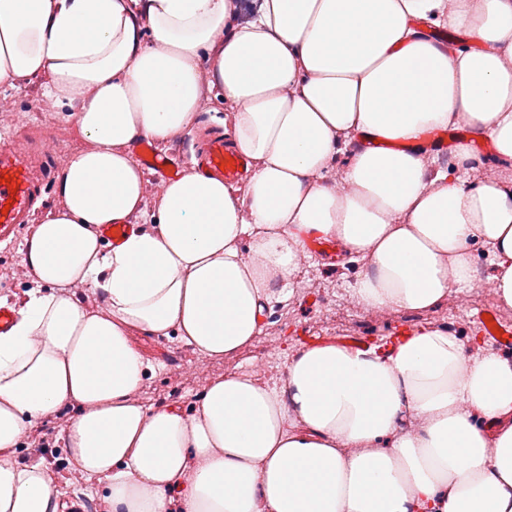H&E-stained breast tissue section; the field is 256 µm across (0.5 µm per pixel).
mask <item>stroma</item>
Listing matches in <instances>:
<instances>
[{
    "label": "stroma",
    "mask_w": 512,
    "mask_h": 512,
    "mask_svg": "<svg viewBox=\"0 0 512 512\" xmlns=\"http://www.w3.org/2000/svg\"><path fill=\"white\" fill-rule=\"evenodd\" d=\"M46 97L35 98L25 90L0 85V135L11 132L18 121L28 127L40 129L39 112L48 108ZM234 109L225 102L220 87H204L199 109L189 128L163 143L173 153L174 163L183 172H191L187 159L196 148L193 133L198 129L225 127L233 119ZM20 240L0 244V301L22 304L31 282L20 267ZM472 270L478 275L476 283L454 286L456 313H449L447 304H440L429 312L396 311L382 309L380 316H373L370 308L359 306L356 315L343 324L333 322L325 311L318 293L305 292L298 280L287 284L278 302L264 312L265 320L276 323L275 334L260 333L254 342L234 358L215 362L177 338H156L135 333L133 346L156 367V373L144 386L145 404L173 406L184 415H193L205 387L217 376L245 373L261 378L267 372L270 353H277L283 362H290L297 350L312 345L314 340L343 342L352 336L369 338L378 346L389 341L401 330L412 331L421 326H450L452 335L461 345L466 356L475 357L494 351V344L484 336L476 319L478 309L471 305L470 297L476 287H492V255L479 243L469 246ZM300 270L312 271L318 282L325 286L341 288L348 302H355L354 288L367 273L364 261L350 254L336 255L334 260L311 254H299ZM74 408L67 407L58 419L41 423L37 435L40 446L22 445L17 458L22 463H39L45 467L53 483L65 498L88 502L93 512H108L103 482L82 477L74 480V470L66 462V448L59 432L64 420L74 415Z\"/></svg>",
    "instance_id": "stroma-1"
}]
</instances>
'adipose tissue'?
Segmentation results:
<instances>
[{
    "label": "adipose tissue",
    "instance_id": "1",
    "mask_svg": "<svg viewBox=\"0 0 512 512\" xmlns=\"http://www.w3.org/2000/svg\"><path fill=\"white\" fill-rule=\"evenodd\" d=\"M234 12L233 0H0V84L44 80L81 141L24 239L32 288L0 333V512H66L40 464L16 460L66 406L78 409L62 428L68 462L105 479L109 512H512V362L465 357L442 328L385 353L302 349L279 391L218 376L190 418L137 399L155 367L132 333L234 357L310 235L367 259L361 303L405 311L470 282L468 248L481 243L512 308V175L427 183L414 146L462 116L512 161V0H260L218 39ZM428 20L481 49L447 54ZM210 74L254 164L244 195L190 172L167 185L148 230L107 248L100 225L145 213L130 145L188 127ZM350 138L371 146L338 195L321 180ZM77 286L105 308L85 307ZM407 413L419 430L402 428Z\"/></svg>",
    "mask_w": 512,
    "mask_h": 512
}]
</instances>
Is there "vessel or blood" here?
Masks as SVG:
<instances>
[{"label":"vessel or blood","mask_w":512,"mask_h":512,"mask_svg":"<svg viewBox=\"0 0 512 512\" xmlns=\"http://www.w3.org/2000/svg\"><path fill=\"white\" fill-rule=\"evenodd\" d=\"M54 154V138L41 132L36 140L9 137L0 144V241L14 238L22 224L29 220L40 198L47 175L46 164ZM135 156L142 168L155 171L159 186H166L178 174L168 153L155 146L141 144ZM198 164L226 184L235 185L242 179L247 160L232 146L230 140L217 133L205 138L198 153ZM10 177V184H2V177ZM482 328L496 346L512 348V324L492 325L483 322Z\"/></svg>","instance_id":"obj_1"}]
</instances>
